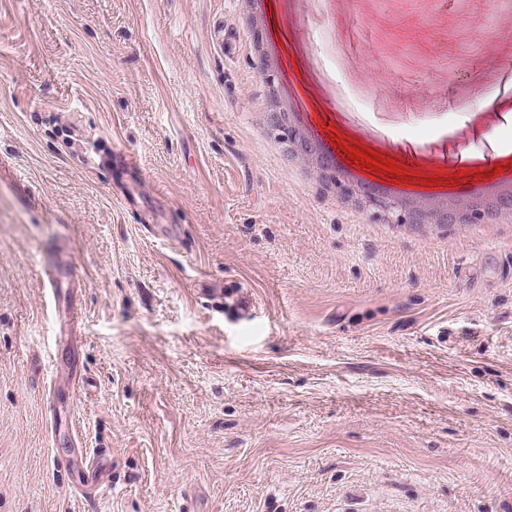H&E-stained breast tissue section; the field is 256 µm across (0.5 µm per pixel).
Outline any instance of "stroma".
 Instances as JSON below:
<instances>
[{
  "label": "stroma",
  "mask_w": 512,
  "mask_h": 512,
  "mask_svg": "<svg viewBox=\"0 0 512 512\" xmlns=\"http://www.w3.org/2000/svg\"><path fill=\"white\" fill-rule=\"evenodd\" d=\"M237 3L0 0V512H512V224L429 241L315 198L250 125ZM415 4L314 5L307 37L397 54ZM435 8L431 65L336 77L375 86L350 103L387 140L468 123L488 59ZM59 257L76 345L53 340ZM54 357L84 376L82 444L112 451L90 503L53 464Z\"/></svg>",
  "instance_id": "obj_1"
}]
</instances>
